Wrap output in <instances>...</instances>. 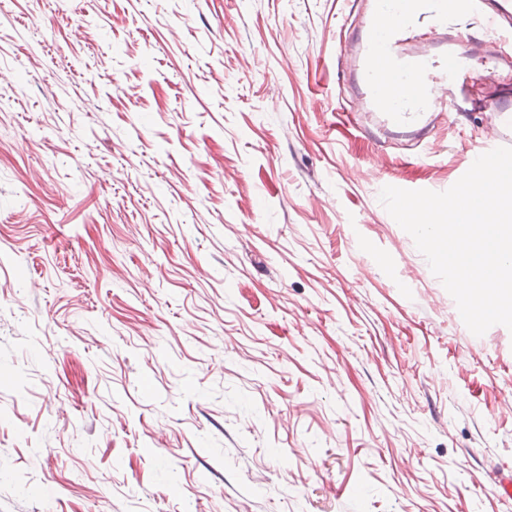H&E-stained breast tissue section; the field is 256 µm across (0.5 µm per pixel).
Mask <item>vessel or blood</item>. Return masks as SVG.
Here are the masks:
<instances>
[{"mask_svg":"<svg viewBox=\"0 0 512 512\" xmlns=\"http://www.w3.org/2000/svg\"><path fill=\"white\" fill-rule=\"evenodd\" d=\"M460 7L461 0H366L349 36L359 51L355 79L388 123L404 125L428 112L452 110L447 87L464 79L462 61L473 50L452 34ZM480 14L499 25L511 24L512 0H487ZM419 23L446 45L443 60L402 52Z\"/></svg>","mask_w":512,"mask_h":512,"instance_id":"obj_1","label":"vessel or blood"}]
</instances>
